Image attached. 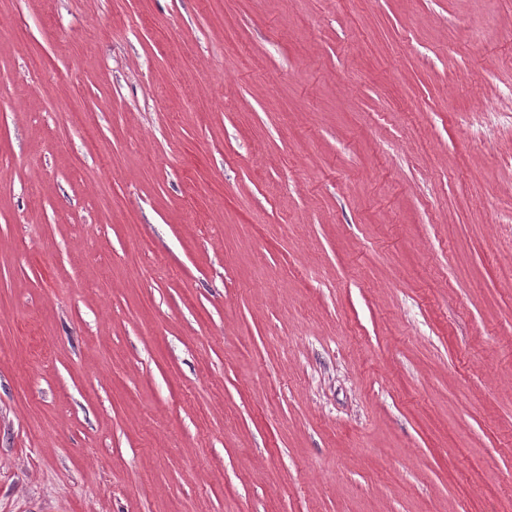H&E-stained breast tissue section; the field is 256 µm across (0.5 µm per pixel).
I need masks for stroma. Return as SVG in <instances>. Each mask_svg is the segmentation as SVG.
<instances>
[{
	"label": "stroma",
	"instance_id": "1",
	"mask_svg": "<svg viewBox=\"0 0 512 512\" xmlns=\"http://www.w3.org/2000/svg\"><path fill=\"white\" fill-rule=\"evenodd\" d=\"M1 16L0 512H512V0Z\"/></svg>",
	"mask_w": 512,
	"mask_h": 512
}]
</instances>
